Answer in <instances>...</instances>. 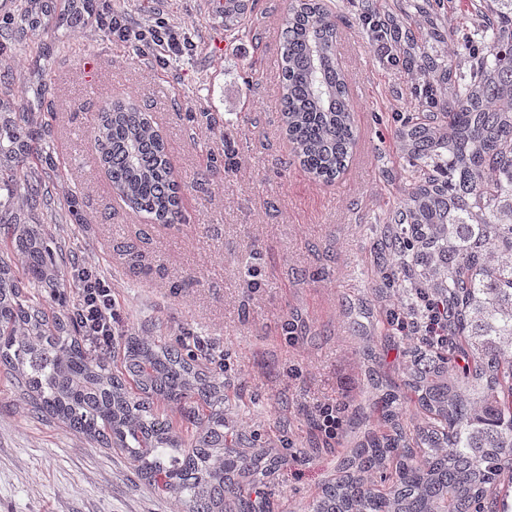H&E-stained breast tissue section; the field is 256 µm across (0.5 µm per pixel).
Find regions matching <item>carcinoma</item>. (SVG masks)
Here are the masks:
<instances>
[{
  "label": "carcinoma",
  "instance_id": "1",
  "mask_svg": "<svg viewBox=\"0 0 512 512\" xmlns=\"http://www.w3.org/2000/svg\"><path fill=\"white\" fill-rule=\"evenodd\" d=\"M249 0H224V29L240 30ZM477 47L467 73L425 51L400 22L434 29L432 3L404 17L375 14L380 37L403 43L395 60L438 71L448 104L427 123L398 130L416 168L403 205L389 217L391 246L409 257L410 306L423 288L450 308L448 344L414 354L406 372L422 415L407 433L401 395L386 375L369 373L380 413L307 512H485L501 482L512 485V0H470ZM336 16L325 0H291L282 31L280 106L288 140L306 172L332 183L356 144L351 99L336 60ZM33 136L24 116L0 122V156L28 167ZM94 147L112 187L132 209L162 224L179 217V185L162 137L134 104L100 113ZM12 265L0 258V364L34 408L88 440L124 454L158 495L185 512H273L268 479L285 459L230 424L242 400L202 369L215 355L134 334L121 337L115 373L77 339L76 315L47 314L56 295L61 245L42 226L3 225ZM380 473L384 490L368 480Z\"/></svg>",
  "mask_w": 512,
  "mask_h": 512
}]
</instances>
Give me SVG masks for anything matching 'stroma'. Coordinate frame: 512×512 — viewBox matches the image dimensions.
I'll list each match as a JSON object with an SVG mask.
<instances>
[{
  "label": "stroma",
  "mask_w": 512,
  "mask_h": 512,
  "mask_svg": "<svg viewBox=\"0 0 512 512\" xmlns=\"http://www.w3.org/2000/svg\"><path fill=\"white\" fill-rule=\"evenodd\" d=\"M39 2L43 22L24 27L19 0H0V98L27 112L43 152L25 171L0 161V179L27 173L45 198L29 206L18 187L0 220L46 225L64 244L68 304L77 302L72 265L92 263L112 284L124 333L222 351L224 387L245 401L232 420L257 447L287 456L269 483L274 512H305L378 425L364 350L397 384L417 346L389 321L405 301L386 285L404 272L387 245L388 217L412 182L396 132L418 114L415 89L438 77L392 63L362 22L406 0H327L357 131L345 171L328 185L302 170L282 126L286 0H254L249 31L236 37L216 0H110L133 30L162 18L186 35L188 50L169 61L114 39L93 17L68 25L61 0ZM438 24L440 36L425 38L428 54L467 68L457 48L468 13L446 0ZM117 101L147 112L161 134L180 184V222H150L114 192L93 135ZM325 404L346 408L330 446L316 432ZM183 510L137 479L124 455L35 414L0 368V512Z\"/></svg>",
  "instance_id": "35a3bbf8"
}]
</instances>
